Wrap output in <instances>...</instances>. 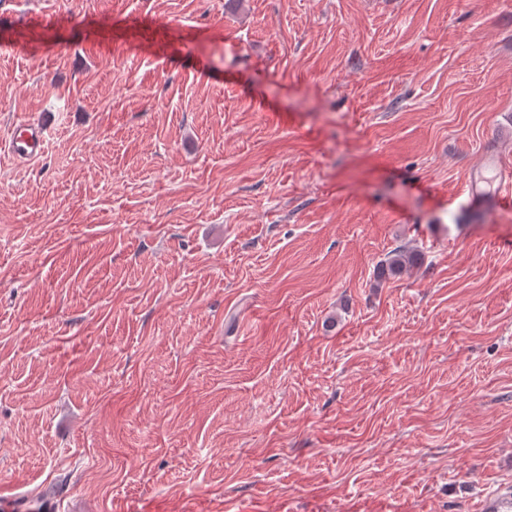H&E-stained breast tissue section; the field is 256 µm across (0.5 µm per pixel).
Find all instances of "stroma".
I'll use <instances>...</instances> for the list:
<instances>
[{
    "instance_id": "1",
    "label": "stroma",
    "mask_w": 512,
    "mask_h": 512,
    "mask_svg": "<svg viewBox=\"0 0 512 512\" xmlns=\"http://www.w3.org/2000/svg\"><path fill=\"white\" fill-rule=\"evenodd\" d=\"M0 0V486L55 512H469L512 483V0ZM421 252L378 279L394 248ZM46 128L29 121L15 123L8 131L4 145L14 160L35 162L43 155L46 145ZM483 166L486 169L497 170L500 177V185L498 191V197L492 199L494 202H499L511 194V178L510 169L504 168L501 164L500 157L498 155H487L483 160Z\"/></svg>"
}]
</instances>
